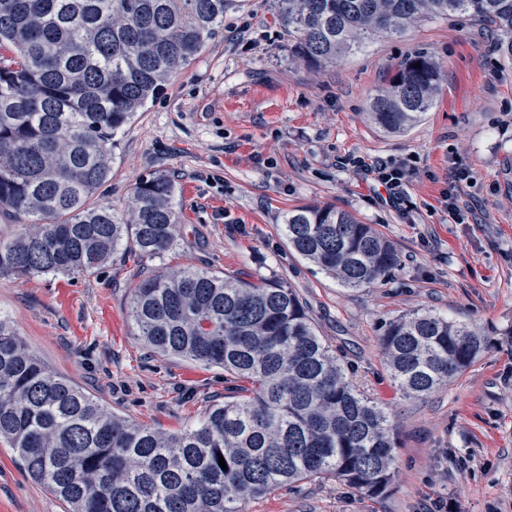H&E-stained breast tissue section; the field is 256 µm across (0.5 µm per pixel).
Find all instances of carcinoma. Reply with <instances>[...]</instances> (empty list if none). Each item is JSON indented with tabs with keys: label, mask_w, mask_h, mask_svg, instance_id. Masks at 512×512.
Masks as SVG:
<instances>
[{
	"label": "carcinoma",
	"mask_w": 512,
	"mask_h": 512,
	"mask_svg": "<svg viewBox=\"0 0 512 512\" xmlns=\"http://www.w3.org/2000/svg\"><path fill=\"white\" fill-rule=\"evenodd\" d=\"M234 2L0 0V209L19 226L0 236V277L92 274L124 248L140 257L173 249L179 202L169 176L141 181L124 212L94 196L110 178L118 131L224 29ZM273 2L288 52L314 66L376 34L457 16L493 28L512 61V0ZM438 81L431 59L406 58L370 99L372 119L391 131L415 124ZM283 233L344 288L382 283L400 266L373 225L330 205L288 211ZM130 317L150 350L222 368L251 395L165 433L50 372L0 317V442L67 512H245L253 499L325 478L372 497L391 490L397 425L353 385L293 288L183 267L140 279ZM379 341L409 397L447 384L489 347L471 325L430 312L386 322Z\"/></svg>",
	"instance_id": "carcinoma-1"
}]
</instances>
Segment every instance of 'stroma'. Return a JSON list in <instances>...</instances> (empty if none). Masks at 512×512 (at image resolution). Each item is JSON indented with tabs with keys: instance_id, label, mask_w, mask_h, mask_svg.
I'll return each instance as SVG.
<instances>
[{
	"instance_id": "1",
	"label": "stroma",
	"mask_w": 512,
	"mask_h": 512,
	"mask_svg": "<svg viewBox=\"0 0 512 512\" xmlns=\"http://www.w3.org/2000/svg\"><path fill=\"white\" fill-rule=\"evenodd\" d=\"M418 52L440 65L436 100L401 132L377 125L370 98ZM403 163L400 204L361 165ZM468 180L454 182V171ZM178 187L176 246L161 258L121 250L96 273L0 279V313L52 371L109 410L165 432L223 401V370L148 349L128 311L144 276L193 267L280 280L306 302L350 378L398 426L396 487L370 497L345 483L301 482L246 512H512V63L494 32L425 18L336 65L288 53L271 0H238L224 29L116 138L102 200L124 209L141 180ZM454 192L467 223L444 208ZM331 205L397 249L387 281L350 291L288 248L282 218ZM431 311L474 326L492 347L452 382L405 397L379 346L382 324ZM0 512H65L0 444Z\"/></svg>"
}]
</instances>
